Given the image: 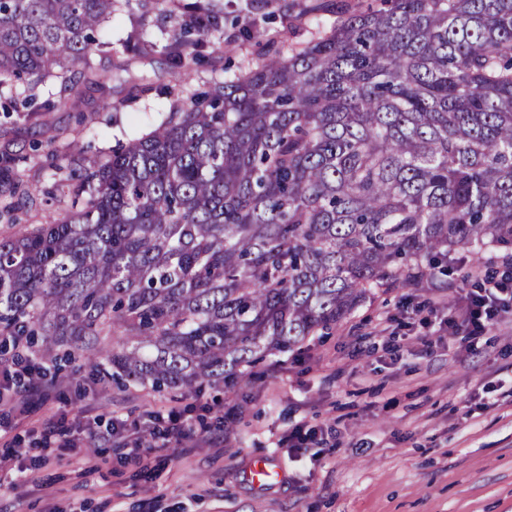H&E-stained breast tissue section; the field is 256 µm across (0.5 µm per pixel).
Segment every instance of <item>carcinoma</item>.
I'll use <instances>...</instances> for the list:
<instances>
[{
  "label": "carcinoma",
  "instance_id": "obj_1",
  "mask_svg": "<svg viewBox=\"0 0 512 512\" xmlns=\"http://www.w3.org/2000/svg\"><path fill=\"white\" fill-rule=\"evenodd\" d=\"M114 2L0 0V86L77 84ZM382 2L62 180L77 209L0 237V336L74 347L115 382L231 393L370 289L512 249V0ZM223 36L224 9L194 0L177 80ZM109 334L122 351L101 352Z\"/></svg>",
  "mask_w": 512,
  "mask_h": 512
}]
</instances>
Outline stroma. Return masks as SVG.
<instances>
[{
	"instance_id": "stroma-1",
	"label": "stroma",
	"mask_w": 512,
	"mask_h": 512,
	"mask_svg": "<svg viewBox=\"0 0 512 512\" xmlns=\"http://www.w3.org/2000/svg\"><path fill=\"white\" fill-rule=\"evenodd\" d=\"M187 2L167 0L158 12L118 0L103 31L112 50L92 54L112 79L84 83L79 109L51 78L35 93L56 109L0 112V156L20 159L18 192H0V210L16 209L20 221L0 219L1 235L61 219L70 197L46 201L39 190L166 121L177 91L211 89L336 21L337 0H221L232 26L182 84L166 48ZM240 26L269 39L241 41ZM505 260L495 250L478 263L461 249L448 275L372 289L336 328L266 357L234 393L121 387L62 352L32 349L52 387L46 401L0 408V512H512V315L475 340L447 324L478 288L471 269ZM172 410L187 411L197 441L166 460L151 432ZM49 416L75 447L45 439ZM300 423L316 438L288 447L283 438ZM258 456L282 470L279 483L247 480Z\"/></svg>"
}]
</instances>
